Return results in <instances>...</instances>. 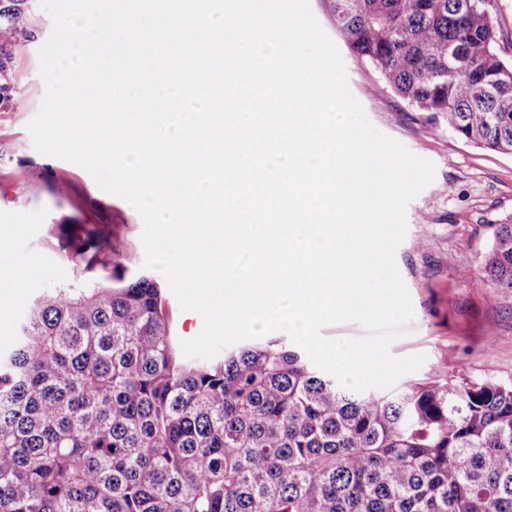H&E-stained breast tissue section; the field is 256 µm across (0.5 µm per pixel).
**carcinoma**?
Listing matches in <instances>:
<instances>
[{"label":"carcinoma","mask_w":512,"mask_h":512,"mask_svg":"<svg viewBox=\"0 0 512 512\" xmlns=\"http://www.w3.org/2000/svg\"><path fill=\"white\" fill-rule=\"evenodd\" d=\"M392 90L512 154V61L483 0H329ZM0 55L19 31L0 10ZM76 277L0 352V512H512V385L359 394L278 340L181 355L162 290L125 282L101 228L57 224ZM483 272L512 289V224Z\"/></svg>","instance_id":"obj_1"}]
</instances>
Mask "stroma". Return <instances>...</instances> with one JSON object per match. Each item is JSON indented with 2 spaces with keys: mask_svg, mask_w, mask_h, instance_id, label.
<instances>
[{
  "mask_svg": "<svg viewBox=\"0 0 512 512\" xmlns=\"http://www.w3.org/2000/svg\"><path fill=\"white\" fill-rule=\"evenodd\" d=\"M18 2L25 30L10 50L8 89L0 97V337L14 336L30 301L73 279L56 247L54 225L97 224L120 253L126 281L143 274V221L124 199L101 190L82 167L35 150L27 130L45 83L38 50L52 30L39 0ZM339 51L348 86L381 133L432 161L435 178L406 208L407 231L395 254L414 317L389 352L426 360L402 383L444 384L466 377L512 385V289L482 271L494 225L512 223V155L460 139L395 94L380 74L347 46ZM27 275L24 285L15 276Z\"/></svg>",
  "mask_w": 512,
  "mask_h": 512,
  "instance_id": "35a3bbf8",
  "label": "stroma"
}]
</instances>
